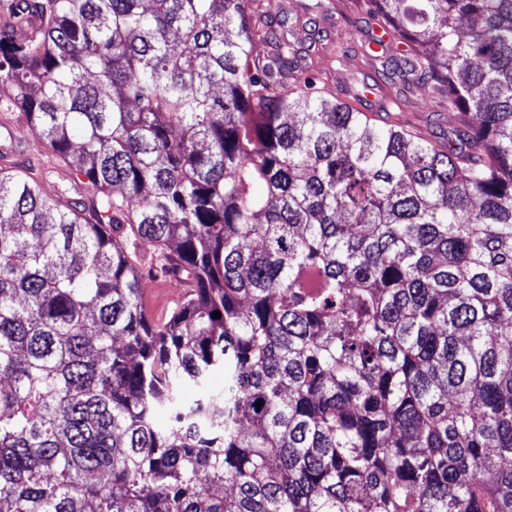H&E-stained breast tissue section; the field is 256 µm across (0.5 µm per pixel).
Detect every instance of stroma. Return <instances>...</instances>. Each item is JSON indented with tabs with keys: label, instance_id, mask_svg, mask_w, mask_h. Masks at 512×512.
<instances>
[{
	"label": "stroma",
	"instance_id": "stroma-1",
	"mask_svg": "<svg viewBox=\"0 0 512 512\" xmlns=\"http://www.w3.org/2000/svg\"><path fill=\"white\" fill-rule=\"evenodd\" d=\"M276 5L300 15L299 22L284 30L288 39L316 36V55L336 76V99H345L354 82H366L373 107H386L393 121L432 142L444 139L449 127L472 124V114L449 108L447 95L432 84L396 77V70L405 66L398 41L382 31L364 0H276ZM0 154L15 168H36L46 161L45 142L26 126L22 113L0 112Z\"/></svg>",
	"mask_w": 512,
	"mask_h": 512
}]
</instances>
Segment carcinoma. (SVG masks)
Returning a JSON list of instances; mask_svg holds the SVG:
<instances>
[{
    "mask_svg": "<svg viewBox=\"0 0 512 512\" xmlns=\"http://www.w3.org/2000/svg\"><path fill=\"white\" fill-rule=\"evenodd\" d=\"M367 2L475 127L328 100L274 0L0 18V512H512V0ZM10 130L19 140V145L10 144ZM0 165L5 154L14 162L16 169L29 170L46 162V147L41 136L25 124L22 112H0ZM143 304L148 314L154 319H164L169 316L180 293L174 284L161 279L145 277L142 281ZM150 295L146 297V295Z\"/></svg>",
    "mask_w": 512,
    "mask_h": 512,
    "instance_id": "1",
    "label": "carcinoma"
}]
</instances>
